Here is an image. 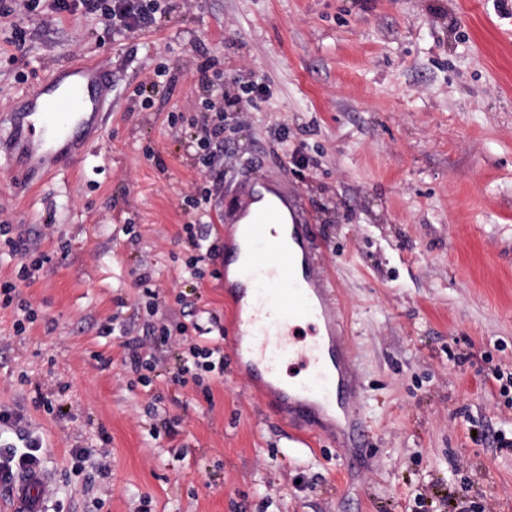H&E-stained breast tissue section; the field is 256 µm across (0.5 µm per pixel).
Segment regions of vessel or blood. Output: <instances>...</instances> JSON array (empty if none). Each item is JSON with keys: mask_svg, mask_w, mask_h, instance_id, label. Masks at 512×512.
Segmentation results:
<instances>
[{"mask_svg": "<svg viewBox=\"0 0 512 512\" xmlns=\"http://www.w3.org/2000/svg\"><path fill=\"white\" fill-rule=\"evenodd\" d=\"M110 94L101 66L63 65L1 112L0 144L7 146L12 180H32L35 171L67 155L80 163L73 149L102 139ZM223 217L231 233L221 262L231 272L224 288L237 324L233 354L277 401L347 414L349 437L360 441L365 427L352 413L351 351L331 283L316 259V238L300 193L258 178L226 205ZM287 363L298 367V375L282 377ZM48 482V474L38 469L19 475L10 489L11 512H49Z\"/></svg>", "mask_w": 512, "mask_h": 512, "instance_id": "obj_1", "label": "vessel or blood"}]
</instances>
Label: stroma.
<instances>
[{"mask_svg":"<svg viewBox=\"0 0 512 512\" xmlns=\"http://www.w3.org/2000/svg\"><path fill=\"white\" fill-rule=\"evenodd\" d=\"M118 32L52 0H0V109L77 59L105 66L103 140L35 185L0 168V222L40 267L0 304V409L43 443L50 512H512V0H158ZM26 31L10 44L14 25ZM212 61L224 169L201 174L194 119ZM298 191L316 226L361 381L365 447L321 417L309 444L232 358L182 384L191 345L160 346L151 387L125 365L148 340V291L171 322L228 327L216 257L195 278L184 225L197 184L226 198L251 177ZM148 275L149 288L139 287ZM24 332H17V322ZM131 337L101 335L102 324ZM85 449L83 459L71 451Z\"/></svg>","mask_w":512,"mask_h":512,"instance_id":"1","label":"stroma"}]
</instances>
